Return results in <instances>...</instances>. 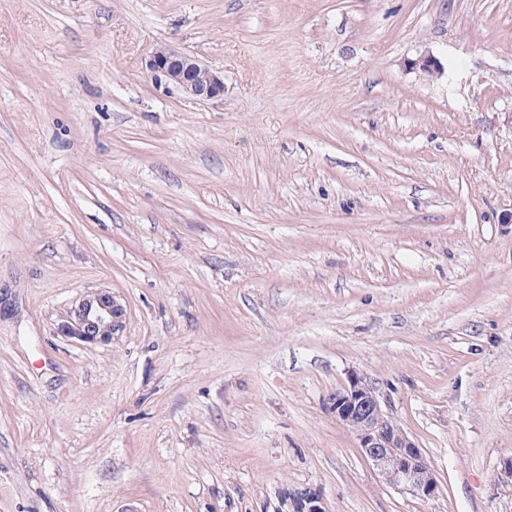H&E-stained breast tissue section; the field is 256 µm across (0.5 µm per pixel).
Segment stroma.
<instances>
[{"label": "stroma", "mask_w": 512, "mask_h": 512, "mask_svg": "<svg viewBox=\"0 0 512 512\" xmlns=\"http://www.w3.org/2000/svg\"><path fill=\"white\" fill-rule=\"evenodd\" d=\"M511 111L512 0H0V512H512ZM98 289L120 340L58 336ZM354 371L435 498L328 411ZM145 68L156 81H164L196 100L217 101L224 98L223 72L169 45L156 47L145 60ZM282 512H328L322 496L311 489H302L283 493Z\"/></svg>", "instance_id": "stroma-1"}]
</instances>
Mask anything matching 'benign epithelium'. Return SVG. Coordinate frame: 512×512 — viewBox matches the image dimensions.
<instances>
[{
    "label": "benign epithelium",
    "instance_id": "obj_1",
    "mask_svg": "<svg viewBox=\"0 0 512 512\" xmlns=\"http://www.w3.org/2000/svg\"><path fill=\"white\" fill-rule=\"evenodd\" d=\"M408 66L425 72L444 71L432 55L411 60ZM145 68L155 80L196 100L224 99L223 72L169 45L156 47L145 60ZM125 316L126 309L119 299L110 291L99 290L87 294L69 310L58 332L84 343L109 344L122 336ZM327 407L356 434L361 455L386 484L423 500L438 495L439 482L422 448L382 409L364 375L350 374L347 384L329 395ZM281 503L285 512H328L322 496L307 488L284 492Z\"/></svg>",
    "mask_w": 512,
    "mask_h": 512
}]
</instances>
